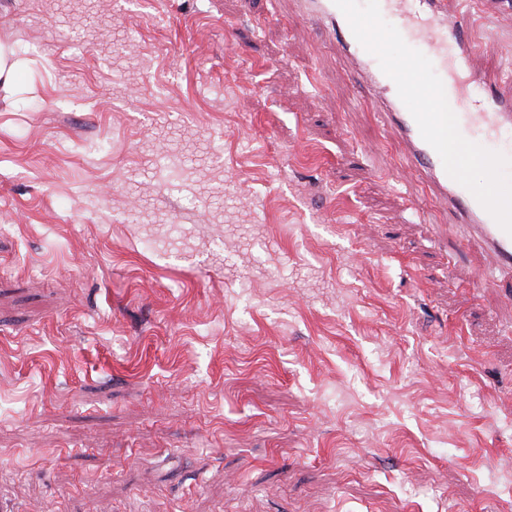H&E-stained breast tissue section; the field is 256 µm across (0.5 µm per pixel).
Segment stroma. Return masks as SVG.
I'll use <instances>...</instances> for the list:
<instances>
[{"label": "stroma", "instance_id": "stroma-1", "mask_svg": "<svg viewBox=\"0 0 512 512\" xmlns=\"http://www.w3.org/2000/svg\"><path fill=\"white\" fill-rule=\"evenodd\" d=\"M490 75L512 0H470ZM0 496L512 512V311L272 0H0Z\"/></svg>", "mask_w": 512, "mask_h": 512}]
</instances>
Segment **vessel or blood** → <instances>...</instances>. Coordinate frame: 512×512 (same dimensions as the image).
I'll list each match as a JSON object with an SVG mask.
<instances>
[{
  "label": "vessel or blood",
  "mask_w": 512,
  "mask_h": 512,
  "mask_svg": "<svg viewBox=\"0 0 512 512\" xmlns=\"http://www.w3.org/2000/svg\"><path fill=\"white\" fill-rule=\"evenodd\" d=\"M296 10L325 30L340 55L369 87L378 119L401 144V160L413 181L449 209L500 274L512 275V235L506 233L475 197L446 172L437 152L398 96L392 79L353 35L333 0H293ZM382 15L393 18L411 47L427 56L443 82L447 101L458 111L466 139L512 157V80L488 78L478 67L485 46L475 37L470 13L456 0H379Z\"/></svg>",
  "instance_id": "1"
}]
</instances>
